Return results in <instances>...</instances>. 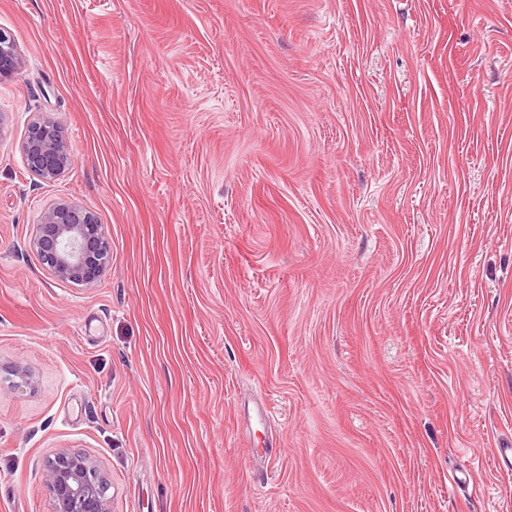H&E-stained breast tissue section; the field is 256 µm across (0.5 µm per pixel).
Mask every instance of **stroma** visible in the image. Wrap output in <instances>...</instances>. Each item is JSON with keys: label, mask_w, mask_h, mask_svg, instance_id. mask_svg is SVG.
<instances>
[{"label": "stroma", "mask_w": 512, "mask_h": 512, "mask_svg": "<svg viewBox=\"0 0 512 512\" xmlns=\"http://www.w3.org/2000/svg\"><path fill=\"white\" fill-rule=\"evenodd\" d=\"M0 33V512H50L62 450L112 512H512V0H0ZM61 200L95 287L28 246ZM19 66L20 60L13 44L0 33V79L14 74ZM22 147L28 171L42 180L57 178L73 164V154L59 125L49 116L30 123ZM29 246L55 276L86 288L95 287L112 264L103 224L93 212L67 201L43 211Z\"/></svg>", "instance_id": "obj_1"}]
</instances>
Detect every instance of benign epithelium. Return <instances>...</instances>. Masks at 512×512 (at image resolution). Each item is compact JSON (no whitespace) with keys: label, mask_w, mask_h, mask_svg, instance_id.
Returning a JSON list of instances; mask_svg holds the SVG:
<instances>
[{"label":"benign epithelium","mask_w":512,"mask_h":512,"mask_svg":"<svg viewBox=\"0 0 512 512\" xmlns=\"http://www.w3.org/2000/svg\"><path fill=\"white\" fill-rule=\"evenodd\" d=\"M19 66L13 44L0 33V79L14 74ZM23 155L28 171L46 181L57 178L73 164V154L59 125L47 115L28 126ZM29 246L55 276L87 288L95 287L112 264L104 225L93 212L67 201L43 211ZM45 479L51 512H111L109 482L83 453L65 450L48 459Z\"/></svg>","instance_id":"7a95c632"}]
</instances>
